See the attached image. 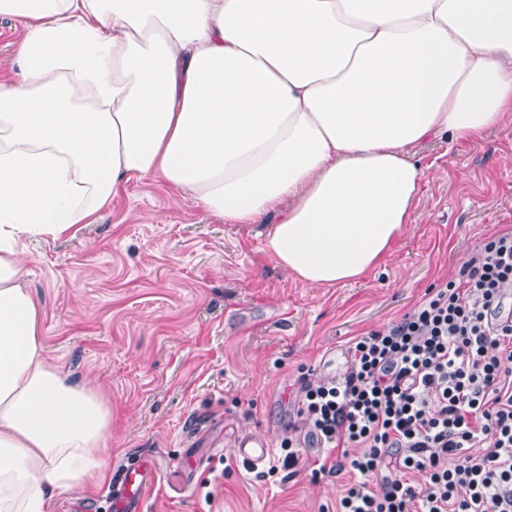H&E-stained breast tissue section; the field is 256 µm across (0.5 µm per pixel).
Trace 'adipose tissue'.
Here are the masks:
<instances>
[{"label": "adipose tissue", "mask_w": 512, "mask_h": 512, "mask_svg": "<svg viewBox=\"0 0 512 512\" xmlns=\"http://www.w3.org/2000/svg\"><path fill=\"white\" fill-rule=\"evenodd\" d=\"M0 512L104 477L111 412L46 355L25 241L75 235L160 175L310 286L411 219L426 140L512 116V0H0ZM21 37L18 23L0 18V70H8L14 65Z\"/></svg>", "instance_id": "1"}]
</instances>
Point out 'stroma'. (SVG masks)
I'll return each mask as SVG.
<instances>
[{
    "label": "stroma",
    "mask_w": 512,
    "mask_h": 512,
    "mask_svg": "<svg viewBox=\"0 0 512 512\" xmlns=\"http://www.w3.org/2000/svg\"><path fill=\"white\" fill-rule=\"evenodd\" d=\"M418 158L411 224L376 268L336 286L288 276L264 225L224 223L154 177L126 183L76 236L30 240L48 357L112 406L105 478L53 512H112L106 489L136 462L159 473L142 512H334L341 479L311 477L322 449L304 446L298 472L266 480L234 443L304 436L305 381L342 376L354 337L398 321L512 230L511 119Z\"/></svg>",
    "instance_id": "obj_1"
}]
</instances>
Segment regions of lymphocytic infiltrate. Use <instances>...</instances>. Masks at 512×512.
Instances as JSON below:
<instances>
[{"mask_svg":"<svg viewBox=\"0 0 512 512\" xmlns=\"http://www.w3.org/2000/svg\"><path fill=\"white\" fill-rule=\"evenodd\" d=\"M511 293L510 230L305 386L297 414L327 450L312 474L347 477L336 512H512Z\"/></svg>","mask_w":512,"mask_h":512,"instance_id":"f902f5d3","label":"lymphocytic infiltrate"}]
</instances>
